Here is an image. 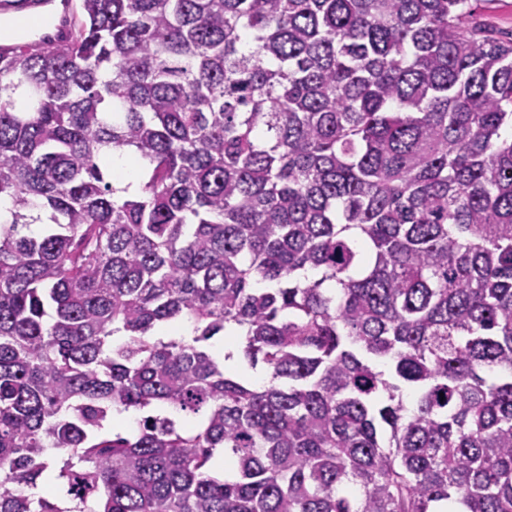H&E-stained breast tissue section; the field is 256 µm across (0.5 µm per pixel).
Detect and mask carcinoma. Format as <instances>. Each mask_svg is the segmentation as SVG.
I'll list each match as a JSON object with an SVG mask.
<instances>
[{
	"label": "carcinoma",
	"instance_id": "1",
	"mask_svg": "<svg viewBox=\"0 0 512 512\" xmlns=\"http://www.w3.org/2000/svg\"><path fill=\"white\" fill-rule=\"evenodd\" d=\"M494 3L80 0L0 51V512H512Z\"/></svg>",
	"mask_w": 512,
	"mask_h": 512
}]
</instances>
